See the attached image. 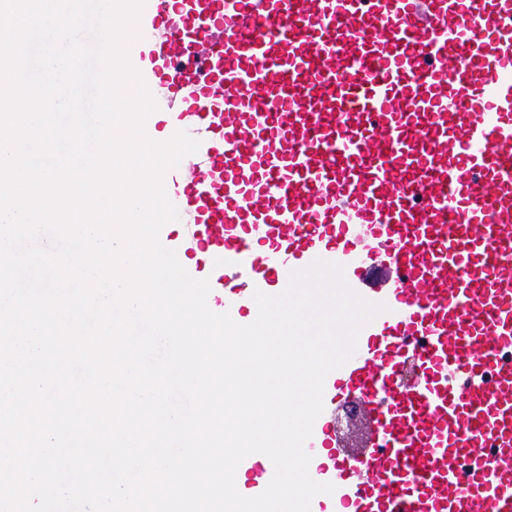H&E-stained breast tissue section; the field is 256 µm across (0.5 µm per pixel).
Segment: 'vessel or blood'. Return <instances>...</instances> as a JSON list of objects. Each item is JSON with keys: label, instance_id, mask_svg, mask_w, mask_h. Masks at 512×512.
Here are the masks:
<instances>
[{"label": "vessel or blood", "instance_id": "obj_1", "mask_svg": "<svg viewBox=\"0 0 512 512\" xmlns=\"http://www.w3.org/2000/svg\"><path fill=\"white\" fill-rule=\"evenodd\" d=\"M140 27L146 135L199 143L159 241L209 308L257 316L318 258L387 306L326 378L310 512H512V0H144ZM239 468L249 497L274 474Z\"/></svg>", "mask_w": 512, "mask_h": 512}]
</instances>
